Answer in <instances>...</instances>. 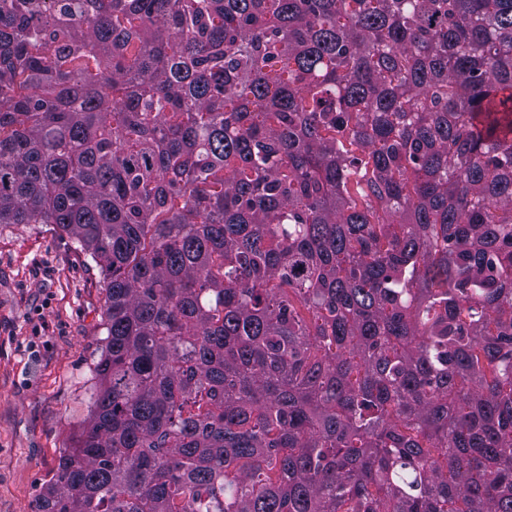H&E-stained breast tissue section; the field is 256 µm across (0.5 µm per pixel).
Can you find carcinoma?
<instances>
[{
  "label": "carcinoma",
  "mask_w": 512,
  "mask_h": 512,
  "mask_svg": "<svg viewBox=\"0 0 512 512\" xmlns=\"http://www.w3.org/2000/svg\"><path fill=\"white\" fill-rule=\"evenodd\" d=\"M0 224L106 282L34 512H512V0H0Z\"/></svg>",
  "instance_id": "1"
}]
</instances>
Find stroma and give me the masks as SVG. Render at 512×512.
<instances>
[{
	"instance_id": "stroma-1",
	"label": "stroma",
	"mask_w": 512,
	"mask_h": 512,
	"mask_svg": "<svg viewBox=\"0 0 512 512\" xmlns=\"http://www.w3.org/2000/svg\"><path fill=\"white\" fill-rule=\"evenodd\" d=\"M98 268L52 224H0V512H32L89 410Z\"/></svg>"
}]
</instances>
